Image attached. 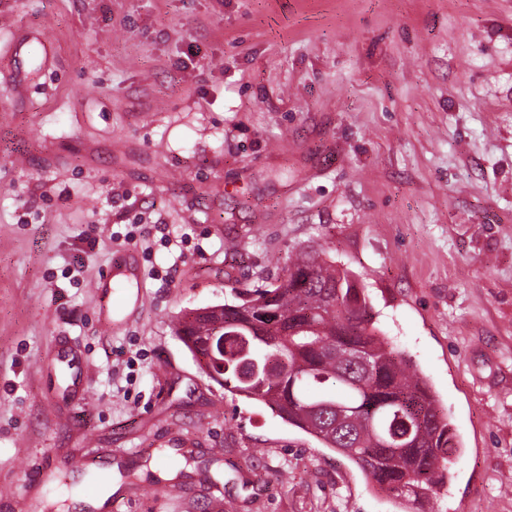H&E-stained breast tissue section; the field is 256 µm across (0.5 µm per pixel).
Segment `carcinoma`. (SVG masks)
<instances>
[{
	"mask_svg": "<svg viewBox=\"0 0 512 512\" xmlns=\"http://www.w3.org/2000/svg\"><path fill=\"white\" fill-rule=\"evenodd\" d=\"M287 275L234 292L224 324V390L265 406L353 463L375 489L424 505L461 452L452 423L411 357L377 326L356 276L325 248L288 257ZM205 324L201 337L195 328ZM191 353L215 322L178 321Z\"/></svg>",
	"mask_w": 512,
	"mask_h": 512,
	"instance_id": "1",
	"label": "carcinoma"
}]
</instances>
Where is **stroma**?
<instances>
[{
    "label": "stroma",
    "mask_w": 512,
    "mask_h": 512,
    "mask_svg": "<svg viewBox=\"0 0 512 512\" xmlns=\"http://www.w3.org/2000/svg\"><path fill=\"white\" fill-rule=\"evenodd\" d=\"M315 243L462 442L431 512H512V0H0V512L70 452L100 512H400L172 331ZM137 278L138 271L136 266L130 260L123 258L113 262L112 268L93 280L90 288L93 294H97L101 288H106L111 283L113 288L114 285L131 282Z\"/></svg>",
    "instance_id": "stroma-1"
}]
</instances>
